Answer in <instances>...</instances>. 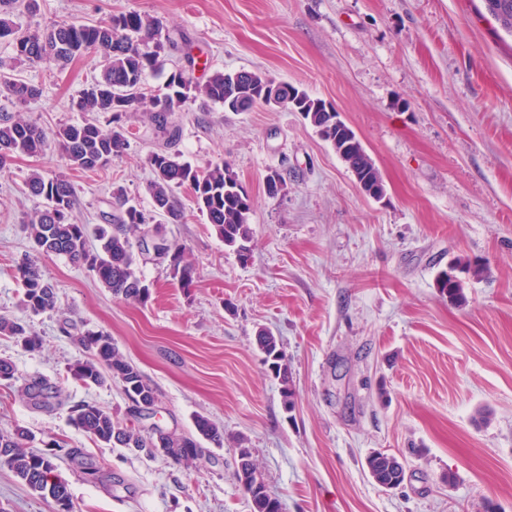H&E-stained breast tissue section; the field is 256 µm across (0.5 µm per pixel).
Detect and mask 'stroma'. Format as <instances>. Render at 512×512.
Returning a JSON list of instances; mask_svg holds the SVG:
<instances>
[{"label":"stroma","mask_w":512,"mask_h":512,"mask_svg":"<svg viewBox=\"0 0 512 512\" xmlns=\"http://www.w3.org/2000/svg\"><path fill=\"white\" fill-rule=\"evenodd\" d=\"M134 11L162 21L173 44L147 74L146 93L191 54L195 81L246 70L285 81L332 105L378 167L376 200L303 115L264 105L229 112L188 103L159 129L146 112L120 120L125 152L94 172L68 170L59 151L14 154L0 169V316L27 319L42 336L29 352L0 335L16 381L0 384V432L17 428L33 450L56 441L99 464L98 479L57 459L75 512H250L235 479L237 450L251 449L282 512H512V33L485 0H37L15 25L96 24ZM0 63L39 86L26 105L0 94V114L46 132L83 120L75 103L104 68L96 52L64 67L17 65L10 38ZM177 154L206 168L228 161L252 201L251 257L241 263L175 193L178 224L160 225L186 247L194 286L168 263L143 261L147 303L116 298L86 268L55 255L36 262L58 293L55 310L26 315L14 261L30 252L25 226L44 205L23 180L68 172L69 215L102 223L113 192L150 210L148 155ZM278 174L281 190L266 181ZM480 260L464 277V304L435 284L454 258ZM108 333L157 394L156 423L194 433L203 415L224 431L193 465L105 448L69 420L89 401L124 417L119 381L85 387L68 369L86 351L61 332ZM283 346L295 407L255 336ZM43 378L61 406L45 409L21 386ZM375 450L404 461L396 489L363 469ZM454 483H445L447 474ZM0 512H55L0 465Z\"/></svg>","instance_id":"1"}]
</instances>
